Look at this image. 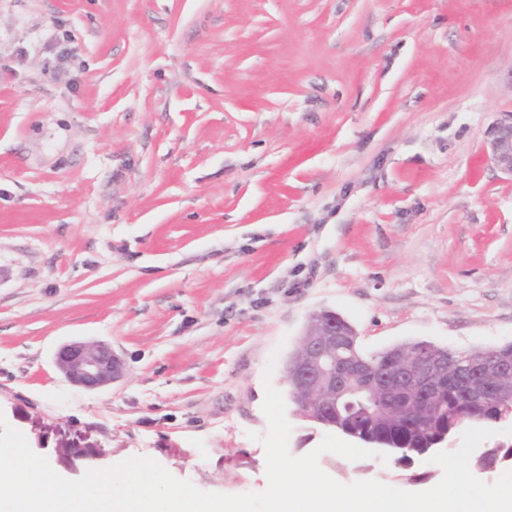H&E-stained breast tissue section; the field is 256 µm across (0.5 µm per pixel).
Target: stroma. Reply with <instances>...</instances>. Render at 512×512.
<instances>
[{
  "mask_svg": "<svg viewBox=\"0 0 512 512\" xmlns=\"http://www.w3.org/2000/svg\"><path fill=\"white\" fill-rule=\"evenodd\" d=\"M511 120L512 0H0V413L66 479L148 456L264 491V385L312 313L367 355L512 344ZM72 340L123 378L69 382ZM491 152L494 164L512 176V120L492 130ZM54 361L70 382L87 390L107 387L124 376L122 359L104 341L64 343L56 350Z\"/></svg>",
  "mask_w": 512,
  "mask_h": 512,
  "instance_id": "1",
  "label": "stroma"
}]
</instances>
